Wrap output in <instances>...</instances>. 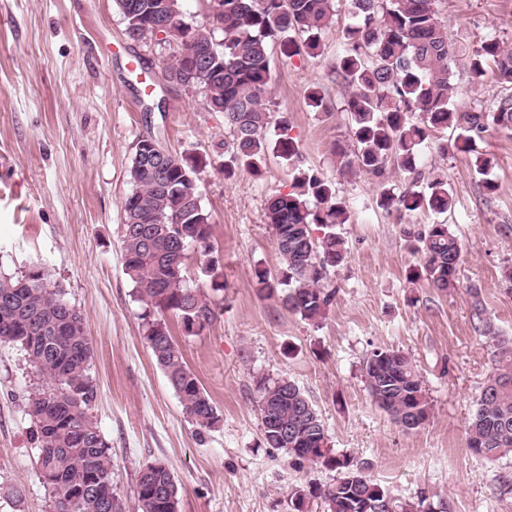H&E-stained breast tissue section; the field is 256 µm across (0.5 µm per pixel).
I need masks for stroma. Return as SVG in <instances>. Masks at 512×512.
<instances>
[{
  "mask_svg": "<svg viewBox=\"0 0 512 512\" xmlns=\"http://www.w3.org/2000/svg\"><path fill=\"white\" fill-rule=\"evenodd\" d=\"M439 8L456 43L512 42V0H441ZM352 21L339 11L321 56L276 53L271 61L273 112L287 113L304 166L332 180L350 211L337 228L348 257L329 274L336 298L310 322L256 285V269L280 265L265 212L271 195L291 189L281 159L268 156L261 176L240 169L225 178L223 113L164 80L161 48L127 37L114 0H0V277L44 268L82 314L98 392L92 416L112 448V482L125 504L134 502L140 468L155 460L175 476L180 512H292V487L330 482L333 471L294 467L286 451L262 444L253 377L264 373L295 383L332 448L367 464L396 496L425 494L451 512H512V498L497 490L499 477L512 478V456L488 462L468 450L465 434L494 371L474 304L512 336V283L503 277L512 268V134L490 129L471 154L422 148L420 169L442 174L453 191L451 214L419 210L399 221L379 209L371 176L337 168L334 148L349 143L345 113L311 111L305 99L316 83L341 101L332 63ZM144 137L208 161L196 188L224 283L211 295L217 318L197 335L167 318L221 417L202 440L143 338V304L123 270L122 205ZM478 152L494 160V193L474 171ZM440 218L464 253L450 292L410 281L420 256L402 232ZM391 347L415 360L430 398L427 421L413 431L372 404L363 376L365 357ZM31 382L24 351L0 344V485L25 488L17 503L0 496V512H50L25 404Z\"/></svg>",
  "mask_w": 512,
  "mask_h": 512,
  "instance_id": "1",
  "label": "stroma"
}]
</instances>
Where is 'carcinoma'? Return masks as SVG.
Here are the masks:
<instances>
[{"instance_id": "carcinoma-1", "label": "carcinoma", "mask_w": 512, "mask_h": 512, "mask_svg": "<svg viewBox=\"0 0 512 512\" xmlns=\"http://www.w3.org/2000/svg\"><path fill=\"white\" fill-rule=\"evenodd\" d=\"M344 3L355 23L343 30L342 49L332 65L346 89L340 111L347 115L352 141L337 148L340 172L371 176L378 185L377 206L389 214L452 211L455 199L447 179L425 177L417 154L435 132L454 135L437 143L445 155L451 149L474 151L476 140L491 126L512 131V46L504 40L488 36L466 49L472 79L481 84L490 78L493 90L486 103L461 111L452 71L456 47L438 0H220L208 29L175 24L180 0H115L130 39L160 46L173 40L179 46L180 52L164 64L167 81L189 94L200 93L209 111L224 113L225 176L239 168L261 174L270 151L288 163L294 191L275 194L266 205L280 269L272 275L258 268L255 277L260 291L269 296L281 292L287 310L313 322L325 317L336 297L328 275L347 258L336 226L348 223L349 212L330 180L302 168L288 120L274 118L268 107L271 54L276 44L286 59L320 56L321 35ZM162 23L169 29L159 39L154 29ZM217 31L222 33L219 41ZM306 100L316 112L334 110L318 87L307 90ZM271 128L273 140L267 139ZM153 153L146 140H139L129 168L134 189L123 202L124 271L145 303L143 338L202 439L220 417L187 366L166 317L177 316L190 335L216 317L209 295L187 285L183 260L177 259V252L192 244L204 257L214 253L213 225L196 191L197 175L207 163L199 156L173 155L167 167L155 170L147 165ZM474 169L493 193L497 185L490 158L476 154ZM394 172L404 175V189L389 183ZM314 225L321 236H314ZM403 233L413 239L427 280L442 291L457 288L462 246L448 224L440 221L418 233L406 228ZM65 305L62 292L50 286L41 268L0 279V343L23 349L34 377L27 405L36 424L39 476L52 493L51 512H180L175 478L162 461L141 467L131 506L114 491L111 448L91 415L97 389L84 318L71 306V318H66ZM483 314L480 302H474L475 328L492 343L497 366L465 432L473 454L496 462L512 455V337L501 335ZM59 318L67 319L62 328L55 324ZM363 373L372 401L397 423L409 409L417 410L420 423L427 421L431 404L409 355L376 348L365 358ZM254 384L257 403L268 402L276 420L269 422L260 410L264 444L285 450L295 464H320L336 472L325 485L293 488L294 512H304L309 497L320 499L326 512H433L426 496L414 501L396 497L351 456L335 452L320 415L306 419L311 401L295 384L265 374L254 376ZM278 423L294 428V440L283 443Z\"/></svg>"}]
</instances>
